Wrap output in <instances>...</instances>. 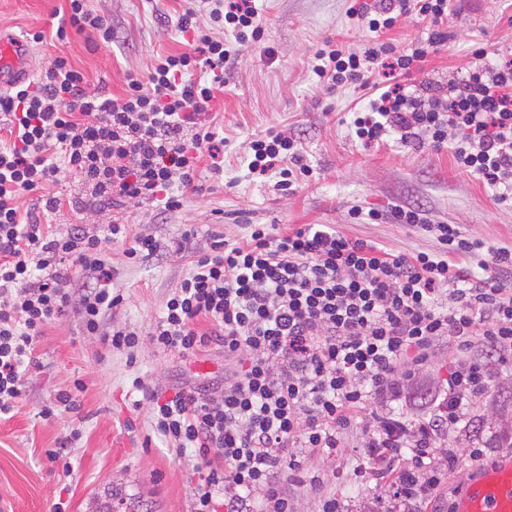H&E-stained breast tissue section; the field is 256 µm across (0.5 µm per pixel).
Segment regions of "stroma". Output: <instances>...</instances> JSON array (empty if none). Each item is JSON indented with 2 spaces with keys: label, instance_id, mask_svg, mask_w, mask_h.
Listing matches in <instances>:
<instances>
[{
  "label": "stroma",
  "instance_id": "35a3bbf8",
  "mask_svg": "<svg viewBox=\"0 0 512 512\" xmlns=\"http://www.w3.org/2000/svg\"><path fill=\"white\" fill-rule=\"evenodd\" d=\"M363 0H256L264 27L261 42L236 41L212 24L208 13L198 21L234 51L224 72V92L212 107L211 123L224 143L217 158L203 157L195 186L179 211L100 202L78 178L60 185L67 204L51 217L59 233L96 234L115 219L129 224L130 235L150 233L161 243L152 261L128 265L125 243L105 244L103 258L114 270L111 283L123 295L107 314L105 329L127 328L142 341L134 352L112 349L100 336L85 335L76 309L47 327L35 345V362L24 376L25 395L11 419L0 421V512H91L94 498L110 483L142 497L146 512H192L193 489L206 469L193 449L170 447L153 430L149 399L135 401L134 378L158 393L208 386L224 378L219 348L185 357L156 349L148 334L180 281L194 268L210 237L243 241L250 224L297 228L327 224L350 239L375 241L394 253L432 251L431 233L395 223L394 207L424 210L432 222L462 225L473 237L497 247L512 246V202L501 203L477 176L456 166L449 148L413 149L397 136L370 146L356 139L354 111L370 92L354 85L324 90L315 83L310 63L329 40L360 51L372 41L352 10ZM194 0H89L111 23L114 40L93 44L69 32L66 40L34 45L32 73L57 54L69 56L91 88L121 95L128 77L147 80L157 55L183 50L187 41L177 19ZM66 0H0V29L17 35L51 30ZM447 45L427 57L416 83L446 90L449 80L472 60L475 47L488 53L512 52V0H448ZM282 131L302 144L311 176L293 193L277 190V171L256 176L248 169L252 137ZM379 212L378 221H355L352 211ZM454 367L438 352L412 384L416 413L439 390ZM83 381L74 408L58 406V394ZM53 416H45V409ZM462 421L441 430L437 447L461 452L479 448L485 465L512 455V366H497L491 387L473 397ZM362 425L342 435L335 456L301 459L290 482L296 512H318L322 495L333 494L345 512H404L391 485L411 455L391 458L384 477L372 471L363 446ZM69 459L72 471L48 461V450Z\"/></svg>",
  "mask_w": 512,
  "mask_h": 512
}]
</instances>
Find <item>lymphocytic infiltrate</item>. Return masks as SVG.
Segmentation results:
<instances>
[{"mask_svg":"<svg viewBox=\"0 0 512 512\" xmlns=\"http://www.w3.org/2000/svg\"><path fill=\"white\" fill-rule=\"evenodd\" d=\"M67 2L69 24L57 39L72 28L111 42V24L86 0ZM399 13L426 24V39L411 52L380 42L358 54L329 41L314 56V75L331 88L395 76L355 116L356 137L368 145L396 133L405 146H451L458 167L496 200H512V55L491 60L477 48L446 97L426 95L406 79L447 41L448 0H377L354 11L375 33L391 29ZM210 14L236 40L263 38L253 0H214ZM178 29L191 34L190 50L157 57L148 80L129 78L122 96L88 90L64 55L35 81L0 93V420L21 401L23 371L49 324L76 302L84 332L95 335L121 305L122 294L108 287L105 242H127L133 266L159 248L154 236H130L117 221L100 235L54 232L48 219L63 204L54 185L74 176L101 199L175 211L183 205L177 187H193L203 153L219 151L208 115L224 91L230 51L198 25L194 9L179 16ZM248 150L250 173L278 169L282 189L311 173L285 133L254 138ZM27 192L37 196L34 207L21 202ZM392 216L432 233L439 250L395 254L328 226L275 233L254 224L245 244L213 241L169 296L151 343L193 356L217 341L230 362L220 395L148 392L154 431L206 460L194 512H247L256 492L264 512H293L283 473L290 449L335 452L342 430L371 404L405 399L444 344L482 355L457 362L439 421L373 415L367 452L410 451L398 488L406 500L437 488L438 466L457 467L458 456L435 448L433 435L440 424L456 425L470 396L490 387L493 363L512 359V289L497 277L512 269V250L485 246L457 224L427 223L417 208L400 206ZM470 256L486 272L473 283L458 264Z\"/></svg>","mask_w":512,"mask_h":512,"instance_id":"obj_1","label":"lymphocytic infiltrate"}]
</instances>
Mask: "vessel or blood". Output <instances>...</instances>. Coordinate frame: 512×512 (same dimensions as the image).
Here are the masks:
<instances>
[{"mask_svg": "<svg viewBox=\"0 0 512 512\" xmlns=\"http://www.w3.org/2000/svg\"><path fill=\"white\" fill-rule=\"evenodd\" d=\"M26 41L0 33V90L30 75ZM455 512H512V459L469 474L454 504Z\"/></svg>", "mask_w": 512, "mask_h": 512, "instance_id": "1", "label": "vessel or blood"}]
</instances>
